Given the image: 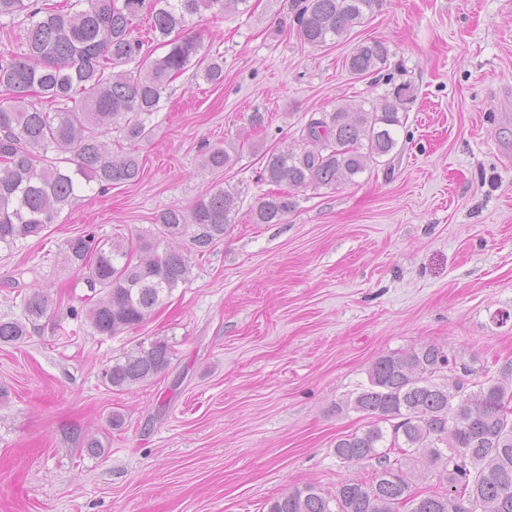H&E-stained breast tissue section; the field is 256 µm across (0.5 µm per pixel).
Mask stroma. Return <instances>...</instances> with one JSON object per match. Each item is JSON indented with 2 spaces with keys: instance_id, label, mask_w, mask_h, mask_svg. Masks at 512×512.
Returning <instances> with one entry per match:
<instances>
[{
  "instance_id": "35a3bbf8",
  "label": "stroma",
  "mask_w": 512,
  "mask_h": 512,
  "mask_svg": "<svg viewBox=\"0 0 512 512\" xmlns=\"http://www.w3.org/2000/svg\"><path fill=\"white\" fill-rule=\"evenodd\" d=\"M297 2L193 17L223 84L184 74L133 147L138 183L84 193L44 236L0 250V319L34 291L51 305L26 343L0 346V512H267L305 484L370 475L333 453L366 424L336 404L379 356L433 343L493 375L512 363V0H386L318 50L297 35ZM372 39L391 50L381 82L345 66ZM393 81L415 95L393 152L352 183L296 191L281 223H252L264 154L300 149L313 113ZM238 139L231 167H201L205 147ZM218 181L241 192L236 220L165 305L115 336L71 319L88 289L67 239L149 234ZM160 338L167 371L105 384L107 364ZM89 434L103 455L83 451Z\"/></svg>"
}]
</instances>
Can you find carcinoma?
<instances>
[{
	"mask_svg": "<svg viewBox=\"0 0 512 512\" xmlns=\"http://www.w3.org/2000/svg\"><path fill=\"white\" fill-rule=\"evenodd\" d=\"M248 0H0V28L17 50L0 51V248L40 237L83 191L138 182L144 172L133 152L112 151V131L134 144L153 134V115L170 84L190 69L212 85L224 83V60L204 52L188 32L207 10L237 11ZM386 0H301L300 39L322 48L346 38ZM146 19L153 39L168 47L154 56L134 35ZM390 49L358 44L346 68L378 74ZM135 67L128 70L126 65ZM414 98L400 83L369 107L342 106L311 117L300 151H269L260 179L280 188L252 208L255 224H278L296 202L287 189L334 187L354 181L397 146L399 113ZM237 148L211 147L202 166L222 171ZM240 192L216 184L190 209L173 205L156 224L186 250L157 252L140 238L103 245L90 234L66 242L64 259L83 274L87 306L71 310L97 333L115 336L143 324L192 272L189 255H204L235 223ZM22 320H0V344L24 342L47 317V297L24 298ZM173 351L164 339L139 344L104 370L115 391L128 390L167 370ZM494 377L457 365L444 349L420 343L385 354L367 371V384L336 403L367 419L336 440L343 463L366 462L367 480L346 478L335 492L314 484L273 500L268 512H512V364ZM436 483L420 487L419 469Z\"/></svg>",
	"mask_w": 512,
	"mask_h": 512,
	"instance_id": "obj_1",
	"label": "carcinoma"
}]
</instances>
